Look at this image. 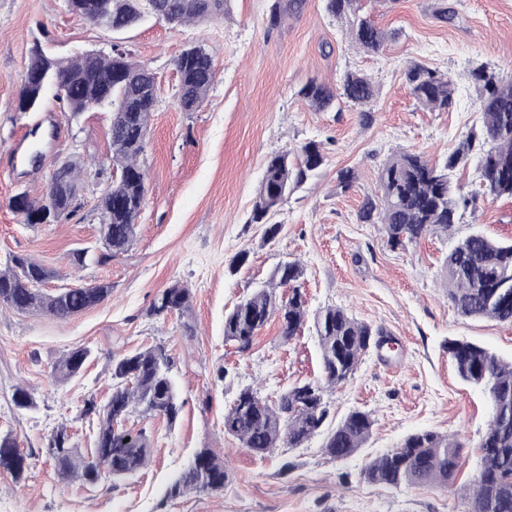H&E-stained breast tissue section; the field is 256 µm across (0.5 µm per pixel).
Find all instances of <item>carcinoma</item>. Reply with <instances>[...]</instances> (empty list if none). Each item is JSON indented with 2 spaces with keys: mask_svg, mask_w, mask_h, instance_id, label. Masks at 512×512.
<instances>
[{
  "mask_svg": "<svg viewBox=\"0 0 512 512\" xmlns=\"http://www.w3.org/2000/svg\"><path fill=\"white\" fill-rule=\"evenodd\" d=\"M360 0H325L327 13L346 23V34L360 49L379 52L387 33L359 14ZM163 4L158 19L173 25L214 21L224 16L227 0H108L98 15L88 21L114 33L138 26L152 16L153 5ZM306 0H274L268 24L276 27L288 15H298ZM179 74L178 94L184 110L191 112L205 100L215 79L213 60L205 50H185L175 60ZM55 71L63 76L64 94L56 95L60 108L77 118L98 108L112 112L111 162L116 167L112 183L99 197L97 208L106 219L100 225L103 249L97 262L105 263L127 252L136 238L137 221L145 204L146 172L139 163L145 150L151 113L157 104L155 75L144 62L126 50L119 57L100 54L58 58L31 52L25 73ZM477 92L482 123L441 163L421 154L396 151L383 164L378 180L381 196L367 198L359 214L364 224H379L393 247L420 240L428 233L451 232L461 212L476 206L477 198L460 192L452 173L476 163L487 192L512 198V80L504 81L492 70L470 73ZM405 77L411 94L433 111H445L454 102L453 83L417 63L408 66ZM319 111L332 107L341 96L361 108L375 96L372 80L348 71L340 92L314 78L300 91ZM322 143L309 141L296 155L276 152L268 158L260 182L250 223L266 225L265 236L274 239L280 225L267 224L271 212L292 190L313 177L325 163ZM82 160L69 158L54 170L46 192L59 191L62 207L59 221L71 219ZM448 300L463 316L486 318L512 324V241L493 240L476 231L457 241L444 259ZM305 269L298 261L279 264L261 287L237 303L224 317V341L245 353L255 337L273 319L278 321L281 339H293L303 327L308 306L303 291ZM53 272L28 254H14L0 269V306L19 312L46 314L68 320L100 304L112 292L108 283L67 288L55 295L40 292ZM288 293L278 295L277 289ZM189 288L174 284L158 292L150 314L164 316L187 311ZM321 353V377L285 389L270 403L257 390L242 389L224 410V433L237 439L255 455L276 448H300L312 438L324 436L328 456L345 461L367 443L372 433L370 413L355 410L334 426L326 427L329 409L325 395L346 384L368 352V339L380 334L347 308L327 306L315 315ZM448 354L459 376L482 388L495 411L482 436L480 468L474 482L465 488L464 512H512V361L489 349L464 340L448 341ZM89 357L86 348H75L56 365L63 378L76 376ZM172 358L163 345H154L112 358V387L105 402L90 398L81 415L97 421L94 447L86 457L72 444L64 427L49 440L46 453L54 460L61 478L93 485L101 478L96 459L112 461V478L123 480L147 465L152 453L144 430L125 429L128 417H162L174 424L182 409L171 376ZM466 444L454 434L421 430L408 434L395 448L372 459L363 475L366 481L392 487L430 486L450 489L464 460ZM29 463L18 449L16 438L0 436V471L14 481L24 479ZM229 475L224 461L210 448L198 450L190 464L175 479L168 497L186 492H221Z\"/></svg>",
  "mask_w": 512,
  "mask_h": 512,
  "instance_id": "carcinoma-1",
  "label": "carcinoma"
}]
</instances>
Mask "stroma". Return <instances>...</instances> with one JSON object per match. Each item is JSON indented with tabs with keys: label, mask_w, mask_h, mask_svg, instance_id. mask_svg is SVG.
I'll list each match as a JSON object with an SVG mask.
<instances>
[{
	"label": "stroma",
	"mask_w": 512,
	"mask_h": 512,
	"mask_svg": "<svg viewBox=\"0 0 512 512\" xmlns=\"http://www.w3.org/2000/svg\"><path fill=\"white\" fill-rule=\"evenodd\" d=\"M272 2L228 0L218 22L173 26L151 18L111 34L70 13L65 0H0V262L13 253L34 256L54 273L43 286L48 294L77 284L112 286L104 302L65 321L0 310V434L15 437L30 462L21 483L0 473V512H464L453 492L373 485L361 473L406 435L426 429L465 442L458 479L475 476L491 407L479 388L458 376L448 342L467 339L511 361L512 325L459 314L448 301L443 259L454 241L475 231L511 241L512 199L483 193L474 167L456 171L463 193L477 196L475 210L461 217L452 237L429 234L396 248L380 226L362 223L359 211L378 195L379 171L393 152L406 149L440 162L480 126L469 74L487 66L512 79V0H362L364 14L389 34L375 54L350 47L345 24L326 12L324 0H308L300 17L275 28L268 25ZM442 6L451 8V19L437 17ZM37 42L59 57L107 54L117 43L156 76L137 237L128 252L105 264L76 269L69 259L74 250L101 247L96 204L112 175L108 113L74 119L50 96L37 111H17ZM192 44L213 57L217 75L202 105L186 112L176 98L174 61ZM413 62L453 80L448 111H430L413 97L405 79ZM349 70L373 81L370 113L343 98L319 112L300 96L310 79L336 87ZM51 123L56 137L44 142L41 161L16 169L11 144ZM311 140L325 143L326 163L284 198L273 218L280 231L267 239L264 225L249 221L266 161ZM74 155L86 161L76 217L23 223L9 199L24 192L39 197L56 160ZM347 168L355 169L357 181L344 191L337 174ZM285 260L305 269L309 313L342 306L389 339L326 396L333 420L354 410L374 420L364 448L343 462L325 455L318 437L260 457L224 432V410L240 389L259 388L273 402L321 373L313 322L287 342L268 324L244 354L224 340L225 313ZM176 283L190 288V310L150 315L154 296ZM156 344L172 354L183 407L173 425L161 417L126 421L128 429L145 430L149 464L123 481L105 477L91 487L61 481L45 453L49 437L67 426L73 443L90 452L95 425L80 415L85 400L107 397L112 357ZM76 347L90 351L82 372L56 379V362ZM21 384L32 408L13 402ZM200 448L223 457L229 474L223 492L167 498Z\"/></svg>",
	"instance_id": "obj_1"
}]
</instances>
